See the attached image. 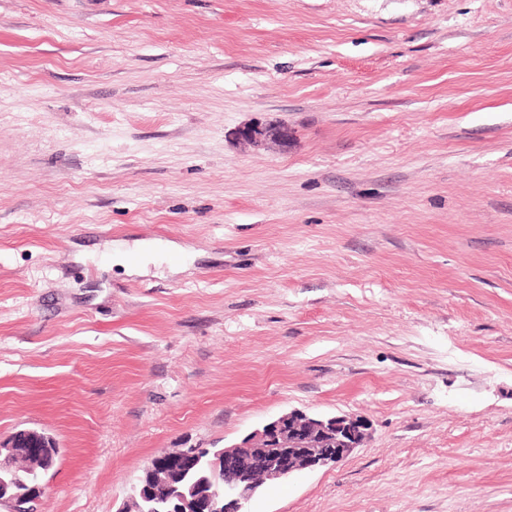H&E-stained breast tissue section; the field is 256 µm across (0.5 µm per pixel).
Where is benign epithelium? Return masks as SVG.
<instances>
[{
  "label": "benign epithelium",
  "mask_w": 512,
  "mask_h": 512,
  "mask_svg": "<svg viewBox=\"0 0 512 512\" xmlns=\"http://www.w3.org/2000/svg\"><path fill=\"white\" fill-rule=\"evenodd\" d=\"M238 137L248 144H285L288 132L279 125L252 123L242 127ZM368 429L361 417L284 413L223 449L226 480L214 484L206 500L193 503L176 491L150 512H245V505L262 484L342 461L363 444ZM38 501L16 494L0 498L9 512H37Z\"/></svg>",
  "instance_id": "7a95c632"
}]
</instances>
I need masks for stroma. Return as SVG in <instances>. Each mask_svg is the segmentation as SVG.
<instances>
[{
	"mask_svg": "<svg viewBox=\"0 0 512 512\" xmlns=\"http://www.w3.org/2000/svg\"><path fill=\"white\" fill-rule=\"evenodd\" d=\"M291 410L370 434L248 512H512V0H0V438L56 442L38 512H125ZM238 137L241 141L248 144L259 145L266 141L286 144L288 132L279 125L252 123L242 127L239 130Z\"/></svg>",
	"mask_w": 512,
	"mask_h": 512,
	"instance_id": "stroma-1",
	"label": "stroma"
}]
</instances>
